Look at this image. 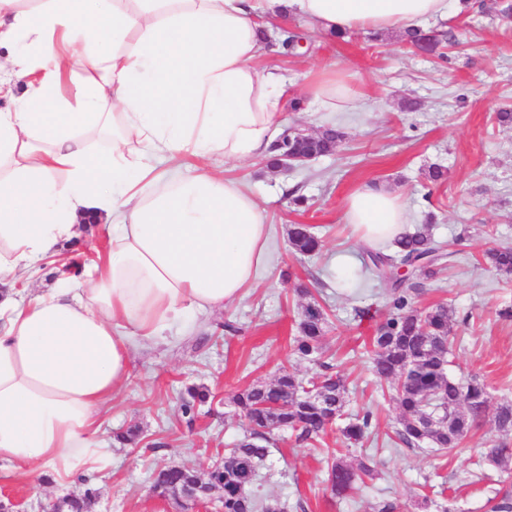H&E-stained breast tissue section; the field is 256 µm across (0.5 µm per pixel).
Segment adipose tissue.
Instances as JSON below:
<instances>
[{
	"label": "adipose tissue",
	"instance_id": "ef3b65f1",
	"mask_svg": "<svg viewBox=\"0 0 512 512\" xmlns=\"http://www.w3.org/2000/svg\"><path fill=\"white\" fill-rule=\"evenodd\" d=\"M474 0H0V463L72 476L104 462L98 413L134 346L188 312L240 299L269 261V226L237 180L205 166L271 158L287 77L254 60L260 20L287 12L328 37L406 32ZM309 112H351L352 87L311 82ZM112 222L85 279L20 284ZM344 219L370 247L408 222L364 184Z\"/></svg>",
	"mask_w": 512,
	"mask_h": 512
}]
</instances>
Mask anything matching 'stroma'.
<instances>
[{
	"label": "stroma",
	"instance_id": "35a3bbf8",
	"mask_svg": "<svg viewBox=\"0 0 512 512\" xmlns=\"http://www.w3.org/2000/svg\"><path fill=\"white\" fill-rule=\"evenodd\" d=\"M466 14L449 11L430 21L433 50L408 45L403 34L358 32L334 41L306 22L291 18L284 27L310 38L307 51L261 52L256 62L279 67L288 78V95L304 94L318 76L339 73L353 86L358 108L352 112L285 110L286 125L317 131H344L335 150L306 166L284 170L263 160L238 166L217 158L215 170L240 180L265 211L271 261L256 285L232 307L174 324L163 338L130 353L129 376L98 416V438L112 457L85 479L44 481L26 466L0 468V502L10 512H48L65 497L96 491L92 512H174L151 491L158 466H184L206 472L218 454L244 434V422L230 402L237 390L271 381L281 367L310 379L318 367L291 351L297 332L300 289H309L328 310L323 349L348 385L345 418L372 411L368 437L351 444L332 429L315 445L274 442L257 491L277 498L287 512H377L395 504L396 512H418L415 500L429 494L427 512H489L487 501L512 487V471L480 463L479 450L499 439L492 416H485L450 455L396 443L398 410L377 390L368 342L388 313V292L376 281L341 287L336 267L358 268L362 247L344 206L353 189L376 182L404 201L411 225L431 223L447 260L415 298L418 309L448 302L456 322L458 346L453 376H476L488 386L493 403L512 400V320L498 311L512 304V279L486 269L482 254L497 244L512 245V128L496 114L512 108V16L498 0ZM448 178L431 183L433 165ZM305 196L308 206L291 200ZM311 225L321 240L311 256L293 254L288 227ZM234 323L237 334L222 333ZM210 387L214 400L194 425L179 410L184 384ZM139 425L147 441L121 446L112 432ZM345 460L370 459L375 475L346 497H333L327 483L326 449Z\"/></svg>",
	"mask_w": 512,
	"mask_h": 512
}]
</instances>
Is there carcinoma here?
Masks as SVG:
<instances>
[{
  "instance_id": "cac0c4a2",
  "label": "carcinoma",
  "mask_w": 512,
  "mask_h": 512,
  "mask_svg": "<svg viewBox=\"0 0 512 512\" xmlns=\"http://www.w3.org/2000/svg\"><path fill=\"white\" fill-rule=\"evenodd\" d=\"M344 133L330 129L324 134L286 143L319 156L331 153ZM288 239L301 255L317 251L319 241L305 224H291ZM443 257L442 247L422 224L412 233L394 238L385 248L367 250L355 282L366 277L383 281L389 288V314L371 337L372 369L381 383L387 384L391 400L399 414L394 433L408 448L428 444L432 449L448 453L464 442L473 428L486 416L490 393L486 384L474 376L465 381L449 374L450 355L455 336L452 333V310L438 303L420 311L413 300L424 287V280L434 274L433 266ZM487 264L502 276H512V246L500 245L485 253ZM326 313L315 300L301 304L297 336L293 351L302 360L314 361L321 354L325 334ZM323 372L304 381L286 368L279 370L270 382L253 383L239 391L230 402L241 412L246 433L235 447L215 461L201 475L181 468L163 467L154 484L159 496L166 498L180 489L194 475L210 491L206 500L218 503L223 512H282L274 499L254 493L258 468L269 454L267 444L274 432L291 434L295 441L314 444L334 418L341 417L346 404V382L333 371V365L322 362ZM213 400L205 386L187 385L181 392L180 410L187 424H192L199 407ZM494 422L503 439L481 449V458L503 471L512 470V401L500 403ZM371 425V414L365 413L345 425L342 434L356 443ZM374 476L370 462L360 458L351 464L341 456L328 464V482L333 496L343 497L358 482ZM93 495L55 507V512H88ZM490 512H512V492L504 491L489 501Z\"/></svg>"
}]
</instances>
